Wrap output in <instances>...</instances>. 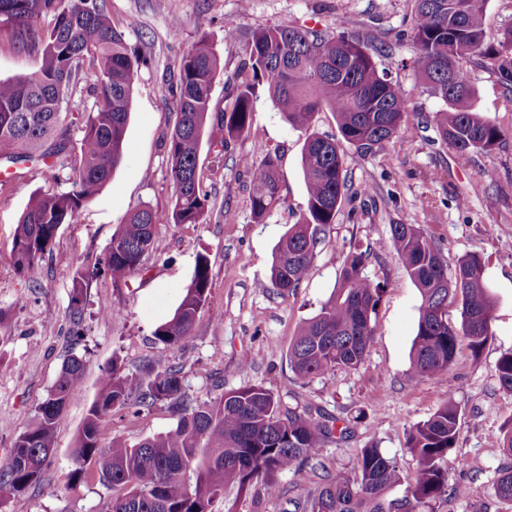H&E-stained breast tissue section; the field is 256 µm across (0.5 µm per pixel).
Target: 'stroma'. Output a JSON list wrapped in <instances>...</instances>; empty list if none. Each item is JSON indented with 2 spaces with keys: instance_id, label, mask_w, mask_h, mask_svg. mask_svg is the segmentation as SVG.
Returning a JSON list of instances; mask_svg holds the SVG:
<instances>
[{
  "instance_id": "stroma-1",
  "label": "stroma",
  "mask_w": 512,
  "mask_h": 512,
  "mask_svg": "<svg viewBox=\"0 0 512 512\" xmlns=\"http://www.w3.org/2000/svg\"><path fill=\"white\" fill-rule=\"evenodd\" d=\"M114 25L147 60L136 76L125 146L110 180L85 205L80 223L61 225L39 280L20 275L12 257L13 235L33 194L62 193L68 185L41 163H0V460L10 456L16 436L32 424L39 404L56 381L69 353L86 361L79 393L57 427L56 448L45 477L53 494L28 490L0 512H101L111 489L86 475L72 483L73 449L98 381L111 365L126 374L146 367L179 364L187 394L214 400L247 384L269 388L284 407H312L347 422L344 436L318 450L331 470L353 468L361 449L380 448L397 460L405 476L416 462L406 438L442 404L463 410L458 446L463 465H449V486L463 496L440 501L438 512H512V501L494 494L503 463L500 443L512 427V394L499 388L495 373L502 352L512 349V141L486 153L462 155L438 136L434 116L442 103L415 75L410 43L398 32L413 27L412 0H107ZM233 18L241 40L224 38ZM370 35L388 49L378 67L406 97L409 109L397 136L362 155L340 143L351 189L316 250L307 278L293 295L277 296L271 283L273 249L307 208L300 168L304 131L290 127L266 87L253 102V123L227 150H204V186L211 211L201 224H171L173 186L165 144L177 113L165 83L177 62L207 36L233 75L245 56L244 36L262 27L290 25L335 32L338 24ZM38 55L17 48L10 28L0 29V79L36 69ZM474 104L496 126L512 131V94L498 76L469 65ZM278 157L280 200L256 218L250 177L240 159ZM150 207L160 255L141 271L113 281L104 273L114 231L129 213ZM394 224L421 226L454 278L458 260L478 255L494 299L491 336L479 356L461 349L449 372L409 377L421 296L390 245ZM375 255L363 273L383 282L385 292L372 321L373 339L358 368H341L311 381L291 371L286 351L303 321L332 295L353 246ZM210 261L213 288L182 349L157 344L155 328L170 319L190 285L199 256ZM98 268L81 305L83 338H69L72 280L81 268ZM119 308L120 321L105 319ZM252 358V369L241 367ZM177 417L156 406L139 417L113 412L105 438L129 445L172 428Z\"/></svg>"
}]
</instances>
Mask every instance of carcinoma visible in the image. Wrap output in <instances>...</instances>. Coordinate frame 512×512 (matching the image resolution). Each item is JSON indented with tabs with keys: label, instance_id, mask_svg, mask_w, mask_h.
<instances>
[{
	"label": "carcinoma",
	"instance_id": "cac0c4a2",
	"mask_svg": "<svg viewBox=\"0 0 512 512\" xmlns=\"http://www.w3.org/2000/svg\"><path fill=\"white\" fill-rule=\"evenodd\" d=\"M411 45L422 84L445 104L435 124L442 140L459 153L489 152L508 140L486 120L473 100L475 89L463 63L498 73L512 92V27L495 45L484 41L487 0H413ZM44 18L38 30L33 21ZM11 27L15 45L35 51L37 69L0 80V160L11 164L53 159L51 168L66 172V192L33 195L15 229L12 256L17 271L35 281L63 224L79 222L86 203L110 179L123 155L135 76L142 60L131 53L112 23L105 0H0V24ZM383 52L365 35L343 28L328 33L287 25L253 31L246 43L241 72L226 78L231 87L224 108H212V88L224 74L221 57L201 38L182 56L176 80L169 84L178 121L170 134L168 155L175 189L172 223L201 224L209 213V193L199 166L203 144L226 149L248 132L256 85L269 95L293 128L309 131L301 150L307 211L277 243L271 282L286 297L307 277L321 235L334 223L350 190L344 158L336 142L310 131L315 116L333 113L341 138L360 153L391 141L408 112L400 90L378 70ZM91 79L94 107L81 127L78 160L63 111L76 88ZM253 168L251 207L263 217L278 200V159L266 155ZM151 208L132 212L119 225L108 248L105 268L113 279L140 269L161 251ZM390 243L421 295L409 376L431 377L449 371L465 346L475 357L490 336L494 299L475 255L458 261L454 287L446 286L442 255L421 227L393 224ZM370 250L355 248L344 262L338 284L320 311L303 322L286 357L296 376L310 380L337 368H356L373 337L372 316L385 288L362 273ZM97 271H77L72 302L79 305ZM211 290L207 258L197 261L194 277L171 319L153 336L179 349L189 336ZM460 296L461 323L448 324L449 294ZM85 360L72 353L63 362L35 422L21 432L10 458L0 465V506L18 500L27 489L46 487L45 470L55 448L59 417L80 386ZM501 389L512 393V350L495 365ZM165 404L178 416L175 426L129 446L106 440L101 427L114 411L139 414ZM462 410L448 400L431 417L412 428L406 447L416 461L403 493L397 462L380 449L361 450L350 471H331L317 448L337 430V419L320 410H285L261 385L224 392L218 401H198L184 390L181 368L170 366L145 376L124 375L117 367L100 378L98 396L74 448V482L91 472L118 494L102 512H211L213 500L228 487L238 497H287L289 512H435L448 488L446 464L457 447ZM507 462L495 494L512 500V431L502 443ZM297 472L306 492L291 494L278 477Z\"/></svg>",
	"mask_w": 512,
	"mask_h": 512
}]
</instances>
